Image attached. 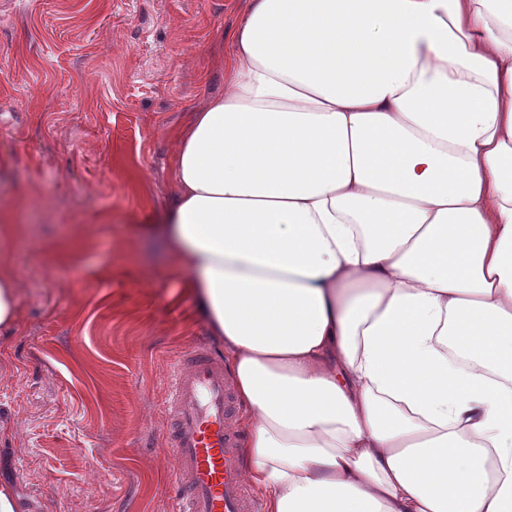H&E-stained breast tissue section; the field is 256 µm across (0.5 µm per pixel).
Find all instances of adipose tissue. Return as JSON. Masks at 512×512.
Listing matches in <instances>:
<instances>
[{
    "label": "adipose tissue",
    "mask_w": 512,
    "mask_h": 512,
    "mask_svg": "<svg viewBox=\"0 0 512 512\" xmlns=\"http://www.w3.org/2000/svg\"><path fill=\"white\" fill-rule=\"evenodd\" d=\"M230 43L163 233L264 512H512V0H247Z\"/></svg>",
    "instance_id": "obj_1"
}]
</instances>
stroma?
Returning a JSON list of instances; mask_svg holds the SVG:
<instances>
[{
    "mask_svg": "<svg viewBox=\"0 0 512 512\" xmlns=\"http://www.w3.org/2000/svg\"><path fill=\"white\" fill-rule=\"evenodd\" d=\"M247 0H0V208L21 318L0 335V482L30 512H173L172 363L216 346L150 225L168 129L224 91Z\"/></svg>",
    "mask_w": 512,
    "mask_h": 512,
    "instance_id": "1",
    "label": "stroma"
}]
</instances>
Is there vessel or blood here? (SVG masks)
Returning a JSON list of instances; mask_svg holds the SVG:
<instances>
[{"label":"vessel or blood","mask_w":512,"mask_h":512,"mask_svg":"<svg viewBox=\"0 0 512 512\" xmlns=\"http://www.w3.org/2000/svg\"><path fill=\"white\" fill-rule=\"evenodd\" d=\"M232 403L223 360L205 347L185 351L171 378L165 430L177 463L175 512H261L240 476Z\"/></svg>","instance_id":"vessel-or-blood-1"}]
</instances>
